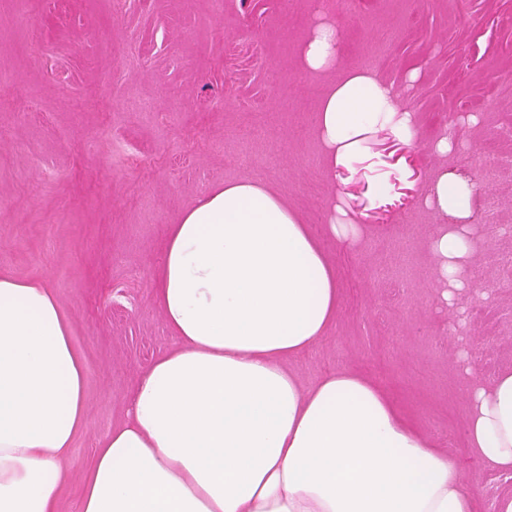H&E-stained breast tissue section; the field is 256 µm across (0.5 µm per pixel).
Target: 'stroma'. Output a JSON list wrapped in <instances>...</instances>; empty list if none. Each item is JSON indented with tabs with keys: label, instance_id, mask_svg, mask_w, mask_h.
Segmentation results:
<instances>
[{
	"label": "stroma",
	"instance_id": "stroma-1",
	"mask_svg": "<svg viewBox=\"0 0 512 512\" xmlns=\"http://www.w3.org/2000/svg\"><path fill=\"white\" fill-rule=\"evenodd\" d=\"M0 0V269L44 282L71 318L85 360L90 426L63 466V512H77L99 442L125 413L139 370L171 338L152 295L167 228L206 188L255 177L278 185L308 223L327 205L369 201L365 241L326 248L343 281L335 331L299 365L310 381L346 365L387 384L488 495L462 424L456 346L426 248L445 215L420 204L444 174L512 155V0H325L342 28V65L375 74L415 112L420 142L382 133L356 172L329 171L310 118L323 91L299 62L314 0ZM415 90H408L411 70ZM469 100L461 148L430 143ZM380 183L389 190L372 199ZM474 277L491 299L467 300L477 361L512 363V238L485 234Z\"/></svg>",
	"mask_w": 512,
	"mask_h": 512
}]
</instances>
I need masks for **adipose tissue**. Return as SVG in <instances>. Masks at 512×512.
I'll use <instances>...</instances> for the list:
<instances>
[{
	"mask_svg": "<svg viewBox=\"0 0 512 512\" xmlns=\"http://www.w3.org/2000/svg\"><path fill=\"white\" fill-rule=\"evenodd\" d=\"M339 24L301 45L324 77L314 134L329 168L391 132L419 143L414 112L372 72L340 68ZM480 178L442 176L423 202L452 221L428 250L438 301L480 295V234L469 219ZM153 296L173 346L139 373L126 411L98 447L79 512H512L487 501L447 449L387 387L347 365L305 381L297 361L335 329L336 264L286 194L256 178L213 185L169 225ZM459 380L470 448L512 478V366ZM89 427L84 361L69 316L42 282L0 271V512H60L61 462Z\"/></svg>",
	"mask_w": 512,
	"mask_h": 512,
	"instance_id": "ef3b65f1",
	"label": "adipose tissue"
}]
</instances>
